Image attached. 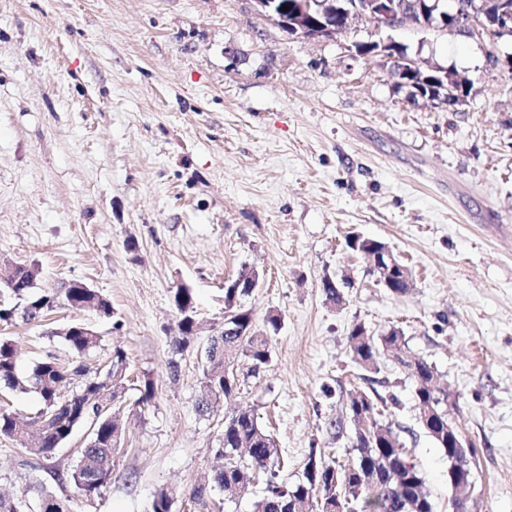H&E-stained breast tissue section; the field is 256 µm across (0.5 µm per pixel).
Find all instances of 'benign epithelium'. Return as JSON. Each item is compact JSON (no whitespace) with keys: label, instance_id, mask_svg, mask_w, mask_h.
I'll return each mask as SVG.
<instances>
[{"label":"benign epithelium","instance_id":"1","mask_svg":"<svg viewBox=\"0 0 512 512\" xmlns=\"http://www.w3.org/2000/svg\"><path fill=\"white\" fill-rule=\"evenodd\" d=\"M257 13L280 26L291 36L307 38H330L342 28L347 30L355 20L367 17L375 20L379 29L395 30L405 25L419 27L415 22L416 13L427 17L425 30H438L463 34L471 38L496 41L504 34H512V14L506 13L496 25H486L477 20L483 8L473 2L456 3L447 9L442 0H297L291 10H284L278 0H253ZM371 51L381 50L392 63L393 74L401 83L416 86L417 96L436 100L449 107L465 102L462 88H468L471 80L448 69L430 65L403 53L395 47L391 38L370 42ZM370 267L387 278L400 275L405 284H410L409 270L400 265L389 247L369 257ZM448 458L452 460L450 478L459 505L468 509L475 501L472 495L474 480L464 443L458 438L455 425L448 423Z\"/></svg>","mask_w":512,"mask_h":512}]
</instances>
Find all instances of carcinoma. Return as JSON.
I'll list each match as a JSON object with an SVG mask.
<instances>
[{"label": "carcinoma", "mask_w": 512, "mask_h": 512, "mask_svg": "<svg viewBox=\"0 0 512 512\" xmlns=\"http://www.w3.org/2000/svg\"><path fill=\"white\" fill-rule=\"evenodd\" d=\"M249 272L247 267L239 271L224 289V310L234 313L236 325L245 337L214 338L212 352L203 369V393L196 402V409L202 415L213 412L215 404L230 399L237 392L234 377L224 375V351L249 361L256 369L269 361L268 334L277 332L281 326L280 316L270 314L266 317L263 335H258L252 312L240 303L251 294L250 289L240 286ZM39 274L40 269L35 264L17 265L9 274V281L0 282V289L9 294V301L0 300L1 323L9 325L19 317L26 322L40 320L55 306L57 299L32 293ZM62 293L72 307L92 309L104 316L113 314L112 304L103 294L77 281L64 283ZM171 305L178 316L180 330L171 346L174 354L182 355L194 339L196 315L192 290L183 286L176 288L171 295ZM55 336L61 339L69 358L36 360L25 373L19 372L15 342L0 336V387L16 393L33 391L41 401L40 410L33 416L0 407V437L49 461L77 429L93 428V434L80 449L71 468L53 472L57 485L71 484L90 501L110 482L112 466L122 452L123 437L115 435L118 422L112 416V408L122 403L131 390L137 391L133 404L148 406L155 398L156 387L148 377L138 384L127 380L129 361L119 346L112 348L105 366H91L90 354L99 347L101 338L85 324L73 322L55 332ZM347 339L350 360L366 372L363 379L372 385L371 392L361 391L351 398L349 411L355 417L373 415L376 401L383 400L373 387L379 382L373 374L379 372L380 357L401 346L402 332L394 328L377 338L349 335ZM395 360L407 377L414 380L415 397L422 406L420 417L431 419L423 430L437 447L447 448L450 392L433 383L434 372L427 361L399 355ZM348 441L351 452L358 455V464L345 477V512H435L424 488L423 473L409 459L392 424L377 419L372 430L357 432L348 437ZM218 455L224 458V466L194 487L192 498L196 502L204 500L216 488L231 497L245 481L256 478L264 485L256 512H305L307 502L313 499L317 500L319 512H336V458L313 447L301 477L292 482L281 478L277 443L249 412L224 417ZM28 494L35 503L0 495V512H40V504L45 500L59 502L58 512H69L67 500L43 482L30 484ZM171 509L170 493L158 490L150 512H171Z\"/></svg>", "instance_id": "obj_1"}]
</instances>
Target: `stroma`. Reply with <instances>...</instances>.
I'll return each mask as SVG.
<instances>
[{
  "label": "stroma",
  "mask_w": 512,
  "mask_h": 512,
  "mask_svg": "<svg viewBox=\"0 0 512 512\" xmlns=\"http://www.w3.org/2000/svg\"><path fill=\"white\" fill-rule=\"evenodd\" d=\"M376 28L291 38L253 0H0V266L38 265L40 294L86 282L114 311L60 303L6 333L25 366L66 358L55 330L87 324L101 337L92 363L121 346L131 376L156 387L150 407L121 412L126 451L100 496L58 488L71 512H150L163 486L173 512H254L257 482L229 501L211 491L207 509L191 498L221 466L224 416L239 408L272 431L282 477L296 479L314 445L349 460L327 424L368 388L348 355L357 323L401 329L408 355L434 367L475 450L478 512H512V75L481 41L407 26L393 37L409 56L472 81L454 111L411 98L382 58L353 56ZM353 236L402 259L406 294L377 285ZM246 266L264 280L243 307L258 322L279 313L281 328L269 362H240L234 400L203 416L208 338L171 377L170 296L188 286L201 318L222 321L224 282ZM379 367L380 420L412 429L435 512H453L448 457L419 427L413 381L393 357ZM84 443L76 432L46 467L0 438V492L25 497Z\"/></svg>",
  "instance_id": "35a3bbf8"
}]
</instances>
